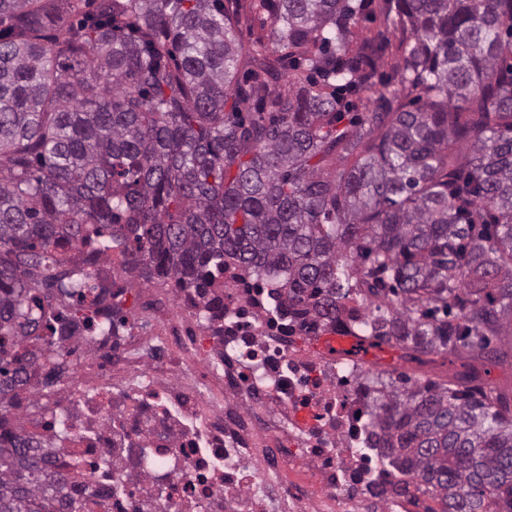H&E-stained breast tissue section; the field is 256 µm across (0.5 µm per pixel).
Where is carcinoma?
<instances>
[{
    "mask_svg": "<svg viewBox=\"0 0 512 512\" xmlns=\"http://www.w3.org/2000/svg\"><path fill=\"white\" fill-rule=\"evenodd\" d=\"M0 0V343L39 336L50 246L128 233L198 282L288 270L341 322L372 280L374 345L503 365L512 316V0ZM381 20L374 29L368 24ZM363 108L365 118L345 119ZM26 370L0 356V416ZM475 370L374 404L379 454L441 512H512V399ZM0 436V512H61ZM271 21L259 13L252 14V18L248 21H243L239 26L238 35L244 44H250L254 39L263 32H269ZM263 28L264 31H263Z\"/></svg>",
    "mask_w": 512,
    "mask_h": 512,
    "instance_id": "obj_1",
    "label": "carcinoma"
}]
</instances>
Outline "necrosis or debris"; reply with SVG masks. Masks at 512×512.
<instances>
[{
  "label": "necrosis or debris",
  "mask_w": 512,
  "mask_h": 512,
  "mask_svg": "<svg viewBox=\"0 0 512 512\" xmlns=\"http://www.w3.org/2000/svg\"><path fill=\"white\" fill-rule=\"evenodd\" d=\"M56 259L86 296L82 320L18 344L23 415L0 430L62 475L77 512H417V481L372 447L364 379L383 361L333 345L355 337L367 300L336 326L289 315L232 259L201 285L120 240Z\"/></svg>",
  "instance_id": "1"
}]
</instances>
